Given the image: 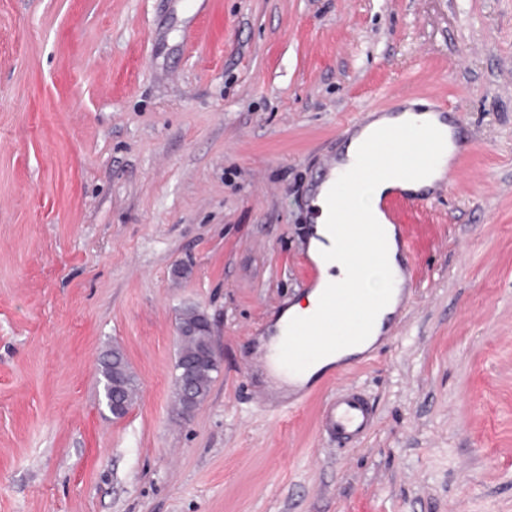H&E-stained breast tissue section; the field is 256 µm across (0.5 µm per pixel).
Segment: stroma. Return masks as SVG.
Segmentation results:
<instances>
[{
	"instance_id": "stroma-1",
	"label": "stroma",
	"mask_w": 512,
	"mask_h": 512,
	"mask_svg": "<svg viewBox=\"0 0 512 512\" xmlns=\"http://www.w3.org/2000/svg\"><path fill=\"white\" fill-rule=\"evenodd\" d=\"M404 99L467 148L405 214L410 295L279 390L258 338L306 291L308 195ZM187 304L221 367L184 419ZM341 386L357 443L319 430ZM0 512H512V0H0ZM395 306H396V303L394 302L390 307L385 309L384 312L382 313V315L379 317V319L377 320L375 327H374V332L372 334L373 337L369 340L370 342L368 344L358 346V347H353V348H346V349L341 350L337 354H336V352H334V353L330 354L329 356L324 357L323 360H321L319 363H317L314 366L310 375L316 371H319V372L322 370L325 371L326 369L332 367L336 363V360L340 356L351 355V354L358 353V352L365 350L370 345V343L375 340L376 336L381 332L384 316L388 313H393L395 310ZM99 365L105 380L107 406L112 415L126 407L131 408L138 393V384L129 371L124 352L119 347H112L101 354ZM376 410L354 388H341L322 410L321 428L336 442H350L368 433L375 424Z\"/></svg>"
}]
</instances>
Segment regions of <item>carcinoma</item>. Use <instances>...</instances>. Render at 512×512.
<instances>
[{
  "instance_id": "cac0c4a2",
  "label": "carcinoma",
  "mask_w": 512,
  "mask_h": 512,
  "mask_svg": "<svg viewBox=\"0 0 512 512\" xmlns=\"http://www.w3.org/2000/svg\"><path fill=\"white\" fill-rule=\"evenodd\" d=\"M181 316L193 325L190 335L178 339L175 361V401L183 403L184 383L193 387L194 396L201 402L207 396L213 374L219 366L210 357L214 344L212 331L201 321L202 312L195 306H186ZM101 373L105 380L104 390L107 406L111 412L122 411L133 406L138 393V384L129 371L124 352L114 347L99 358Z\"/></svg>"
}]
</instances>
